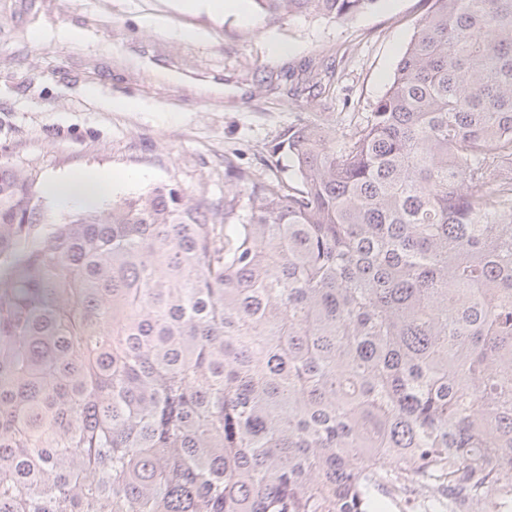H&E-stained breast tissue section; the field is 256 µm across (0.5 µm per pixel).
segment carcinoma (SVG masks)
<instances>
[{"mask_svg":"<svg viewBox=\"0 0 512 512\" xmlns=\"http://www.w3.org/2000/svg\"><path fill=\"white\" fill-rule=\"evenodd\" d=\"M348 21L378 0H253ZM292 182L46 235L0 164V512H512V0H430Z\"/></svg>","mask_w":512,"mask_h":512,"instance_id":"cac0c4a2","label":"carcinoma"}]
</instances>
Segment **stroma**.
Instances as JSON below:
<instances>
[{
  "label": "stroma",
  "mask_w": 512,
  "mask_h": 512,
  "mask_svg": "<svg viewBox=\"0 0 512 512\" xmlns=\"http://www.w3.org/2000/svg\"><path fill=\"white\" fill-rule=\"evenodd\" d=\"M156 0H0V162L30 173L41 232L79 214L46 193L50 177L109 170L99 210L168 185L223 205L225 161L271 177L269 148L289 127L333 131L372 111L429 0H378L349 21L188 13L141 25ZM77 27L84 41L33 42ZM200 32L196 41L180 29ZM287 55L278 56L274 46ZM124 97L108 110L87 96Z\"/></svg>",
  "instance_id": "obj_1"
}]
</instances>
